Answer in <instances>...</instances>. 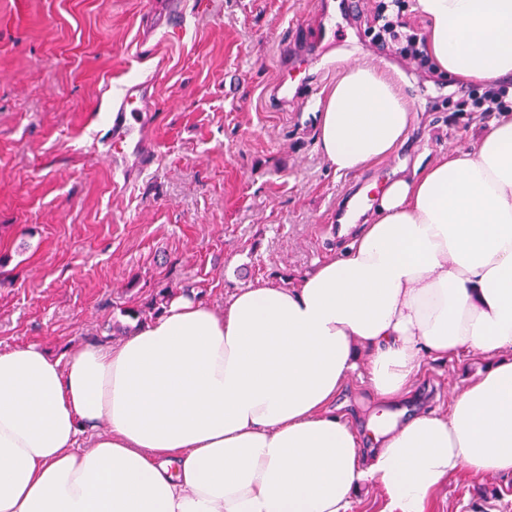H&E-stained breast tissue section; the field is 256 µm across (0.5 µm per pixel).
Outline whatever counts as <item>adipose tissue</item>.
Wrapping results in <instances>:
<instances>
[{
    "mask_svg": "<svg viewBox=\"0 0 512 512\" xmlns=\"http://www.w3.org/2000/svg\"><path fill=\"white\" fill-rule=\"evenodd\" d=\"M437 72L512 74V0H416ZM317 107L336 175L388 159L413 114L368 62ZM489 359L449 404L364 453L334 408L351 376L390 404L425 359ZM88 447H80V439ZM512 477V113L391 182L344 251L223 310L176 297L116 343L0 350V512H428L459 473ZM385 499L377 487L364 489L355 498L352 512H382L385 508Z\"/></svg>",
    "mask_w": 512,
    "mask_h": 512,
    "instance_id": "ef3b65f1",
    "label": "adipose tissue"
}]
</instances>
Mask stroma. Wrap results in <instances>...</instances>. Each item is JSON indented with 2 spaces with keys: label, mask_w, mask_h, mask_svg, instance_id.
<instances>
[{
  "label": "stroma",
  "mask_w": 512,
  "mask_h": 512,
  "mask_svg": "<svg viewBox=\"0 0 512 512\" xmlns=\"http://www.w3.org/2000/svg\"><path fill=\"white\" fill-rule=\"evenodd\" d=\"M320 6L185 0L186 31L174 34L163 0H0V350L117 341L121 308L168 282L218 310L260 281L295 285L340 247L349 194L376 204L417 165L471 147L482 120L437 99L451 75L414 71L378 46L373 0L337 19L304 109L280 104L281 52L314 39ZM341 59L390 76L416 120L388 160L339 177L319 150L313 104ZM147 79L153 161L139 168L99 132L121 86ZM484 366L476 355L426 362L413 393L385 409L353 378L336 405L360 429L383 410H444ZM431 509L512 512V480L455 476Z\"/></svg>",
  "instance_id": "obj_1"
}]
</instances>
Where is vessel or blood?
Segmentation results:
<instances>
[{"instance_id":"obj_1","label":"vessel or blood","mask_w":512,"mask_h":512,"mask_svg":"<svg viewBox=\"0 0 512 512\" xmlns=\"http://www.w3.org/2000/svg\"><path fill=\"white\" fill-rule=\"evenodd\" d=\"M317 61V53H302L294 56L280 69L275 81V90L276 98L281 104H302L300 90L308 85L310 71ZM154 110L151 82L126 85L121 96L112 103V121L110 127L102 134L103 144L113 150L139 144L141 130L151 122Z\"/></svg>"}]
</instances>
